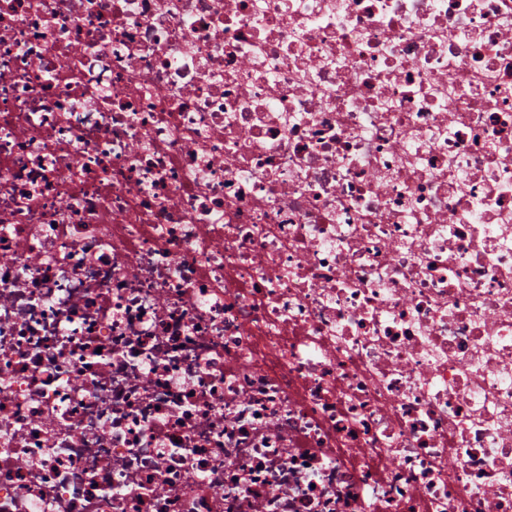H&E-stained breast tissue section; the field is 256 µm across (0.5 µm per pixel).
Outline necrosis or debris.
<instances>
[{"label":"necrosis or debris","mask_w":512,"mask_h":512,"mask_svg":"<svg viewBox=\"0 0 512 512\" xmlns=\"http://www.w3.org/2000/svg\"><path fill=\"white\" fill-rule=\"evenodd\" d=\"M0 512H512V0H0Z\"/></svg>","instance_id":"necrosis-or-debris-1"}]
</instances>
